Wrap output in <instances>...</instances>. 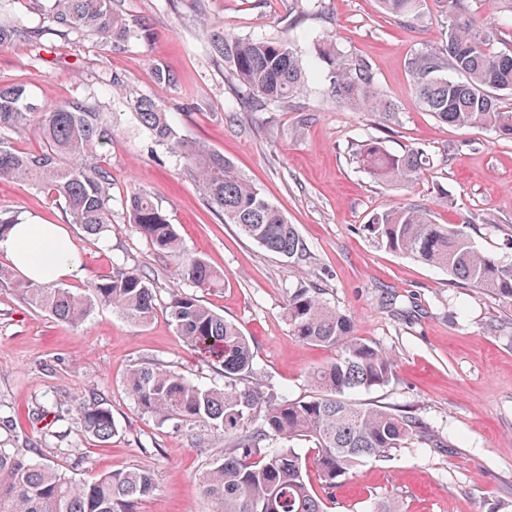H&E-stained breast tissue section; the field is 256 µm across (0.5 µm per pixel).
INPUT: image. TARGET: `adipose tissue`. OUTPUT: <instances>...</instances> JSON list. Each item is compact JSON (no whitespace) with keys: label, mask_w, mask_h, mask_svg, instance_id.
Instances as JSON below:
<instances>
[{"label":"adipose tissue","mask_w":512,"mask_h":512,"mask_svg":"<svg viewBox=\"0 0 512 512\" xmlns=\"http://www.w3.org/2000/svg\"><path fill=\"white\" fill-rule=\"evenodd\" d=\"M0 255L25 278L40 283L76 279L83 272L80 256L64 228L57 224L19 221L0 237Z\"/></svg>","instance_id":"ef3b65f1"}]
</instances>
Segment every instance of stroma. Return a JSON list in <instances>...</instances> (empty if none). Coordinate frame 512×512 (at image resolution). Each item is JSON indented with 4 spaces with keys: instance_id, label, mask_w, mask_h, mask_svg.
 I'll return each instance as SVG.
<instances>
[{
    "instance_id": "obj_1",
    "label": "stroma",
    "mask_w": 512,
    "mask_h": 512,
    "mask_svg": "<svg viewBox=\"0 0 512 512\" xmlns=\"http://www.w3.org/2000/svg\"><path fill=\"white\" fill-rule=\"evenodd\" d=\"M324 2L321 17L298 15L296 0H204L200 12L193 0H116L124 15L151 26V41L113 48L47 34L21 48L0 47V85H25L46 107L89 99L111 115L112 140L95 161L112 172V231L99 241L71 223L63 204L21 182H0V211L66 225L84 271L63 287L87 288L120 260L147 273L157 294L148 325L99 306L76 328L0 285L1 442L40 445L77 482L150 471L155 490L138 512H206L198 475L224 453L223 433L158 423L138 409L125 384L132 365L155 362L201 387L224 385L219 365L183 343L166 311L171 289L180 285L175 262L141 238L122 207L141 191L176 225L188 252L221 274V283L200 297L248 338L255 371L279 394L310 395V372L336 356L299 341L284 318L289 291L308 285L323 289L350 318L354 336L395 359L389 384L353 393V400L416 411L437 431L442 447L410 441L356 466L326 512H373L383 502L398 512H512V306L379 247L362 230L374 214L412 204L433 210L437 223L466 222L478 247L508 255L512 139L442 123L416 103L405 60L442 40L436 0H427L429 20L420 28L383 14L374 0ZM210 23L242 38L284 42L307 66L316 40L335 34L342 50L372 59L397 122L336 105L316 80L304 95L266 111L225 113L234 89L223 61L207 50ZM156 63L176 75V85L155 82ZM115 81L122 95L109 94ZM140 95L159 101L180 135L223 154L286 213L309 247L305 263L266 251L207 207L190 172L140 129L128 104ZM368 139L393 152L421 146L433 163L413 186H390L352 158L355 145ZM442 192L444 207L437 204ZM92 392L116 423L105 442L73 422L75 401ZM44 403L52 414L34 420Z\"/></svg>"
}]
</instances>
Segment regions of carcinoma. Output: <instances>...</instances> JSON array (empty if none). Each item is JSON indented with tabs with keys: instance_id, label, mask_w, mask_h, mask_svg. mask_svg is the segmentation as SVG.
Returning a JSON list of instances; mask_svg holds the SVG:
<instances>
[{
	"instance_id": "1",
	"label": "carcinoma",
	"mask_w": 512,
	"mask_h": 512,
	"mask_svg": "<svg viewBox=\"0 0 512 512\" xmlns=\"http://www.w3.org/2000/svg\"><path fill=\"white\" fill-rule=\"evenodd\" d=\"M11 0H0V46H20L45 33L91 37L121 46L152 29L129 19L114 0H45L43 24L3 20ZM381 10L408 25L424 21L425 0H377ZM476 0H437L444 40L406 60L410 89L422 109L459 128L480 127L512 139V110L499 93L512 92V52L494 47L501 31L476 20ZM210 53L222 60L236 83L237 98L224 104L234 112L244 100L251 111L289 101L308 86V75L292 48L280 41L239 38L222 30L210 35ZM316 76L336 105L371 112L393 121L396 112L378 86L373 62L339 49L327 35L315 43ZM152 143L182 162L195 177L206 203L240 234L265 250L301 262L308 246L286 215L268 201L223 155L189 141L153 98L130 99ZM31 127L44 141L39 153L0 144V179L28 182L63 202L72 223L103 238L112 227V171L88 162L112 140V120L98 105L72 101L44 108L22 84L0 86V131ZM353 159L372 177L410 187L430 164L418 147L387 150L378 140L356 144ZM130 223L157 252L177 262L182 287L169 293L166 310L182 341L214 351L224 373V388H202L183 374L158 364L130 368L129 393L142 413L160 420L202 423L224 433L230 448L199 474L207 512H324V502L308 480L306 464L293 448L268 450L269 442L299 437L314 443L323 490L331 497L339 478L359 463L383 458L415 439L440 447L427 421L413 411L357 403L349 395L387 385L395 376L394 358L352 335L349 317L319 288L289 292L284 313L291 332L308 345L331 348L336 358L310 374L314 394L276 398L252 369L253 353L239 328L199 299L197 291L217 285L221 275L203 259L186 253L176 228L145 193L125 200ZM372 240L448 272L459 284L478 288L512 305V259L477 248L459 224H437L431 211L411 205L375 214L364 225ZM10 283L28 304L57 322L78 327L97 305H107L129 322L147 325L155 317L156 295L147 275L123 263L83 292L55 283L19 280L0 268V283ZM73 423L100 441L112 438V410L96 395L76 401ZM155 490L150 472L107 473L76 483L59 468L37 458L31 448L0 442V512H137Z\"/></svg>"
}]
</instances>
